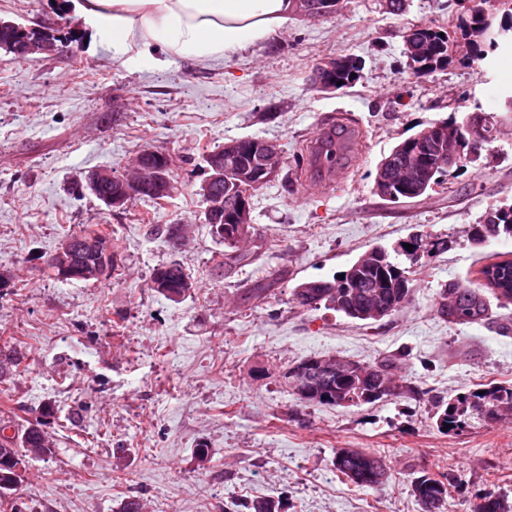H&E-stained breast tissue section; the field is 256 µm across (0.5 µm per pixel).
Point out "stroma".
Masks as SVG:
<instances>
[{"label":"stroma","instance_id":"1","mask_svg":"<svg viewBox=\"0 0 512 512\" xmlns=\"http://www.w3.org/2000/svg\"><path fill=\"white\" fill-rule=\"evenodd\" d=\"M81 0H0V18L71 31L59 53L24 59L0 49V350L27 370L0 382L21 418L52 410V457L29 460L12 496L28 512H239L280 498L281 512H420L410 482L425 473L463 479L449 512H471L473 492L512 496V419L457 433L435 424V398L490 382L512 383V332L454 324L437 313L439 290L480 285L486 264L512 259V238L476 245L468 229L512 202V135L493 155L451 169L441 186L405 202L373 191L378 162L429 122L486 107V92H512V46L490 65L455 58L414 77L402 34L413 26L455 28L466 5L343 0L331 16H296L232 59L190 62L151 47L113 60L79 14ZM352 54L361 79L334 93L313 88L323 58ZM326 114L352 119L361 138L346 180L308 196L301 147ZM279 142L287 179L251 198L260 259L219 276L224 244L204 222L198 193L204 148L239 138ZM145 149L181 159L169 203L141 198L106 211L91 193H71L93 169L127 174ZM107 224L122 255L117 275L65 282L43 267L62 229ZM192 229L172 244L169 225ZM415 234L444 240L412 272L410 302L381 321H354L292 300L303 281L346 270L375 246ZM178 260L194 288L174 303L152 291L155 268ZM275 274L262 305L244 304L242 282ZM335 353L362 363L393 358L415 394L349 408L301 405L279 377L292 362ZM209 448L207 462L196 455ZM340 448L385 456L390 478L361 489L338 477Z\"/></svg>","mask_w":512,"mask_h":512}]
</instances>
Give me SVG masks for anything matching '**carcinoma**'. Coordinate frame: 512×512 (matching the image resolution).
Returning a JSON list of instances; mask_svg holds the SVG:
<instances>
[{"instance_id": "carcinoma-1", "label": "carcinoma", "mask_w": 512, "mask_h": 512, "mask_svg": "<svg viewBox=\"0 0 512 512\" xmlns=\"http://www.w3.org/2000/svg\"><path fill=\"white\" fill-rule=\"evenodd\" d=\"M481 24L479 9L470 10L462 33L466 41L467 54L483 60L489 53L498 48L497 39L492 35L474 38V29ZM448 31L440 26L425 25L421 27L420 40L424 57L422 63L425 69L416 73L421 77L437 70L448 67L452 56L448 54ZM21 36L15 31L0 29V49L24 58L26 54L17 50L16 45ZM486 137L478 148V152L491 151V145L496 141L499 129L496 128L497 118L504 117L503 111L488 112ZM454 117L438 120L428 124L414 136L407 138L399 145L409 148L400 151L394 158L393 167L388 169V180L395 198L392 202L404 199H414V190L403 189L399 180L398 168L408 156L420 159L416 176L426 177L432 184L439 185L448 169L444 164L437 163L439 157V140L448 138V134L459 135V146L462 148L463 162H469L468 156L473 152L469 137L462 131L453 128ZM473 233L471 240L481 245L492 237L504 236L512 238V204L491 208L485 212L482 220L471 225ZM224 242V255L219 262L222 269L231 270L238 265L253 261L258 252H248L229 233H218ZM62 237L74 241L73 259L75 265L84 267L101 263L103 252L89 251L83 247V241L94 238L109 244L112 255L111 271L119 267L121 257L112 245V230L107 224H91L78 231L66 229ZM412 258V253L399 243L397 248L384 250L380 257L370 258L366 265L345 283L339 281V275L331 279L310 281V287L293 290L294 301L301 307L332 309L350 319H356L354 312L377 305L384 310L382 317H388L400 310L410 300L412 291L400 292L399 285L403 276L410 274L409 268L399 260V257ZM486 279L484 286H464L450 282L440 290L438 313L455 324H492L493 312L486 295L491 292L496 298L512 300V259L490 263L480 270ZM275 279H260L251 283L245 289V301L259 304L267 297ZM193 282L179 261H172L154 270L150 288L165 298L180 302L190 295ZM367 371L365 378L357 381L338 380L335 376H327L318 380V394L309 399L301 400L305 405L329 406H358L374 403L382 397L403 396L414 391L405 381L395 378V360L388 358L374 365H364ZM27 370L22 359L6 355L0 359V377L10 372L20 375ZM393 383L390 392L380 393L385 382ZM512 414V384L490 383L461 393L444 401L439 400L436 412V426L448 433L462 430L473 423L481 424L499 420ZM46 423L27 421L14 428L11 436L5 431L11 428L6 420L0 421V506L10 494V487L16 486L25 472V459L38 458L53 454L49 442ZM336 472L348 481L361 488H376L388 479V468L384 459L354 448H339L334 458ZM461 486L455 477L444 472L436 475L424 473L411 481V491L419 502L422 512H446L448 500L452 498L451 490ZM477 503L474 512H512V504L507 495L495 489H480L475 493Z\"/></svg>"}]
</instances>
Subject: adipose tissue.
<instances>
[{
  "label": "adipose tissue",
  "mask_w": 512,
  "mask_h": 512,
  "mask_svg": "<svg viewBox=\"0 0 512 512\" xmlns=\"http://www.w3.org/2000/svg\"><path fill=\"white\" fill-rule=\"evenodd\" d=\"M292 0H83L81 11L108 39L115 59L131 61L157 45L181 60L231 58L287 23Z\"/></svg>",
  "instance_id": "obj_1"
}]
</instances>
